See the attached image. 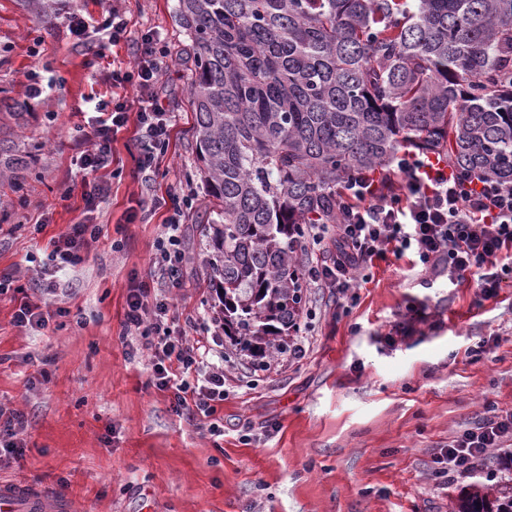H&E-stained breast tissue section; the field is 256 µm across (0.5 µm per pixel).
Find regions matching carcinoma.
Returning a JSON list of instances; mask_svg holds the SVG:
<instances>
[{
    "mask_svg": "<svg viewBox=\"0 0 512 512\" xmlns=\"http://www.w3.org/2000/svg\"><path fill=\"white\" fill-rule=\"evenodd\" d=\"M191 41L192 132L209 199L208 283L224 336L259 367L297 331L306 224L410 146L512 181V0H177ZM0 97V179L33 162ZM512 512V487L463 492Z\"/></svg>",
    "mask_w": 512,
    "mask_h": 512,
    "instance_id": "obj_1",
    "label": "carcinoma"
}]
</instances>
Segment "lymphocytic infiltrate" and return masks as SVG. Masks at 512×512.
Segmentation results:
<instances>
[{
	"mask_svg": "<svg viewBox=\"0 0 512 512\" xmlns=\"http://www.w3.org/2000/svg\"><path fill=\"white\" fill-rule=\"evenodd\" d=\"M160 38L147 31L136 40L132 66L114 70L118 84L136 82L135 103L99 100L91 119L89 144L80 153L81 167L94 182L84 196L86 211L96 209L107 192L95 176L112 164V142L136 117L142 143L136 173L151 180L169 143L172 117L153 92L161 72ZM394 178L379 188L370 177L348 179L336 196L337 219L306 227L308 247L331 241L332 250L307 268V286L325 288L337 299L348 298L363 270L388 257L413 254L415 264L439 268L449 281L475 276L476 296L487 299L512 279V182L470 176L432 162L424 152L403 151L393 161ZM92 224H74L54 241L50 258L57 266L81 262ZM171 303L148 281L128 290L124 336L143 339L152 371L151 382L172 395L176 414L208 424L219 432L217 406L224 400V352L204 338L205 322L191 324L198 339L173 335ZM512 446V409L493 410L475 427L448 444L443 456L449 473L474 472L485 465L492 449Z\"/></svg>",
	"mask_w": 512,
	"mask_h": 512,
	"instance_id": "lymphocytic-infiltrate-1",
	"label": "lymphocytic infiltrate"
}]
</instances>
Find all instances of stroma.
I'll return each instance as SVG.
<instances>
[{"label":"stroma","mask_w":512,"mask_h":512,"mask_svg":"<svg viewBox=\"0 0 512 512\" xmlns=\"http://www.w3.org/2000/svg\"><path fill=\"white\" fill-rule=\"evenodd\" d=\"M126 12L119 43L77 45L72 8L102 19ZM176 0H0V97L26 102L22 140L37 156L22 187L0 183V272L29 287L49 242L71 224L98 227L76 266L58 269L55 303L65 315L42 329L14 324L19 302L0 295V406L26 413L22 458L0 460V480L62 490L77 512H449L461 490L512 485V448L492 451L487 469L448 475L441 448L472 427L487 402L512 407V285L477 300L472 279L375 262L351 299L304 291L297 340L306 355L276 354L267 368L227 346L232 366L217 419L223 435L171 409L150 382L145 352L120 336L131 282L154 273L156 242L170 216L157 197H189L181 222L182 285L175 314L211 319V255L202 226L208 198L198 172L189 88L190 41ZM167 56L155 92L173 116L153 180L134 174L136 122L112 144L102 172L109 192L85 213L78 145L98 99H133L112 84L113 64L132 58L147 30ZM46 85L31 98V81ZM492 339L489 354L471 347Z\"/></svg>","instance_id":"35a3bbf8"}]
</instances>
